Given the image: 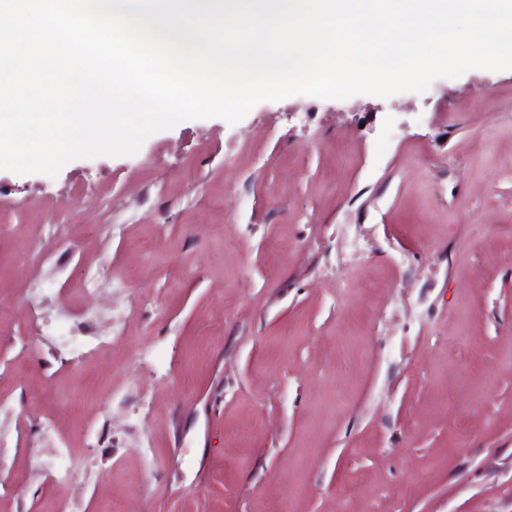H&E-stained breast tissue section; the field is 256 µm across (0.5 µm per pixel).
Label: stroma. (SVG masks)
Wrapping results in <instances>:
<instances>
[{
  "label": "stroma",
  "instance_id": "1",
  "mask_svg": "<svg viewBox=\"0 0 512 512\" xmlns=\"http://www.w3.org/2000/svg\"><path fill=\"white\" fill-rule=\"evenodd\" d=\"M103 263L80 369L21 301ZM0 405V512H512V71L0 171Z\"/></svg>",
  "mask_w": 512,
  "mask_h": 512
}]
</instances>
